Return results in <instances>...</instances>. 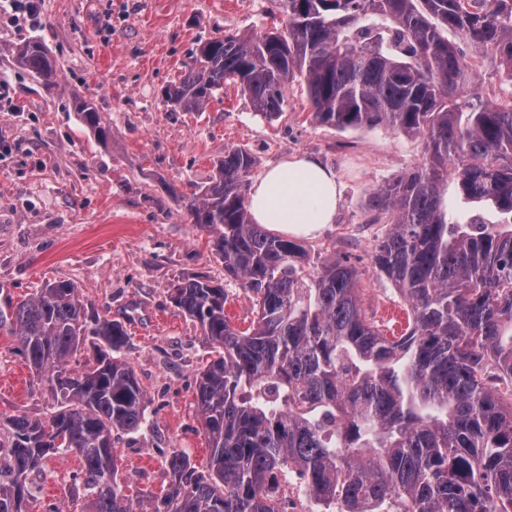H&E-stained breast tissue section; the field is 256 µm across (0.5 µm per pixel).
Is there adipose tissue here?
<instances>
[{
    "mask_svg": "<svg viewBox=\"0 0 512 512\" xmlns=\"http://www.w3.org/2000/svg\"><path fill=\"white\" fill-rule=\"evenodd\" d=\"M341 201L335 172L310 156H295L257 180L248 205L254 223L289 236H311L333 223Z\"/></svg>",
    "mask_w": 512,
    "mask_h": 512,
    "instance_id": "1",
    "label": "adipose tissue"
}]
</instances>
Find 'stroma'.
<instances>
[{
	"label": "stroma",
	"instance_id": "obj_1",
	"mask_svg": "<svg viewBox=\"0 0 512 512\" xmlns=\"http://www.w3.org/2000/svg\"><path fill=\"white\" fill-rule=\"evenodd\" d=\"M284 19L281 0H39L34 26L23 12L0 8V79L17 105L0 112V141L9 146L0 154V292L16 304L65 278L89 309L124 322L121 356L149 402L144 428L117 445L118 482L136 504L170 481L163 449H181L198 469L208 467L194 393L210 347L198 323L172 304L175 285L207 275L227 290L236 328L254 317L238 281L225 276L211 233L191 224L184 206L210 181L225 148L251 153L255 179L297 154L331 167L342 185L336 221L301 243L356 265L364 312L381 332L396 336L406 327V302L372 262L388 226L369 223L365 200L421 162V137L384 125L342 133L319 125L301 81L288 87L272 121L255 115L234 85L202 112L172 108L162 97L204 41ZM27 41L55 60L52 83L16 67L12 51ZM467 57L473 74L462 98L512 99V80L491 56ZM80 100L99 112L108 140L82 124L74 110ZM16 344L11 322H0V413L43 416L51 392ZM79 466L74 456L49 459L34 479L30 512L51 503L82 512L71 481Z\"/></svg>",
	"mask_w": 512,
	"mask_h": 512
}]
</instances>
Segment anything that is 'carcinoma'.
<instances>
[{"instance_id": "cac0c4a2", "label": "carcinoma", "mask_w": 512, "mask_h": 512, "mask_svg": "<svg viewBox=\"0 0 512 512\" xmlns=\"http://www.w3.org/2000/svg\"><path fill=\"white\" fill-rule=\"evenodd\" d=\"M285 27L210 39L165 101L201 112L232 82L268 120L304 80L313 120L339 131L385 124L418 135L416 168L369 194L389 224L374 264L410 309L387 337L367 318L359 272L313 256L253 222L255 158L224 148L187 205L215 231L224 274L256 317L230 322L224 287L179 282L177 308L214 355L196 404L210 449L200 474L175 448L171 481L146 512H281L293 472L323 512H512V101H461L471 79L462 45L512 76V0H285ZM459 41H448V31ZM18 66L49 82L56 64L31 41ZM82 122L109 129L87 101ZM16 354L47 380L50 414H0V512H28L29 476L74 454L87 512H134L117 483L116 440L140 429L147 400L120 358L121 321L88 313L68 280L11 313ZM93 359L75 361L86 343Z\"/></svg>"}]
</instances>
